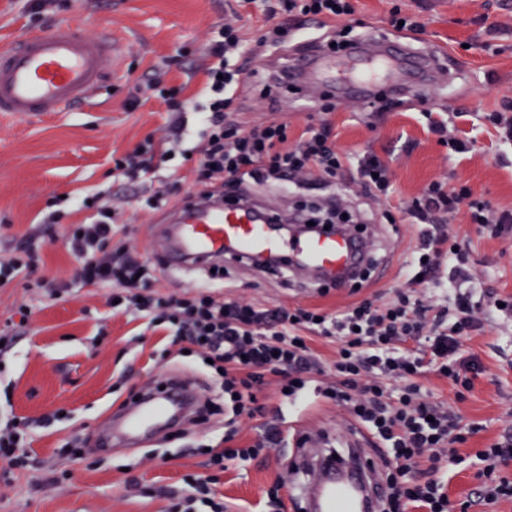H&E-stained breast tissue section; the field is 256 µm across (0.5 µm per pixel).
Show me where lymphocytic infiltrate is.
Here are the masks:
<instances>
[{
	"label": "lymphocytic infiltrate",
	"instance_id": "f902f5d3",
	"mask_svg": "<svg viewBox=\"0 0 512 512\" xmlns=\"http://www.w3.org/2000/svg\"><path fill=\"white\" fill-rule=\"evenodd\" d=\"M270 26L259 45L273 49L292 41L304 20L353 21L354 0H261ZM288 15L291 27L276 24ZM258 45V46H259ZM256 48V47H255ZM240 28L225 24L211 28L205 44L206 78L199 96H186L185 85L149 83L155 99L170 112L169 129L175 141L191 136L192 192L212 198L243 197L245 183H284L304 186L311 176L334 184L352 171L365 195L388 197L391 173L387 162L373 152L352 154L331 139V125H307L289 139L288 124L267 120L247 127L227 114L236 92L246 81V63L255 53ZM197 116L194 131L186 129V113ZM167 150L154 137L114 161L116 171L142 183L153 181ZM87 217L64 224L69 251L79 267L74 280H38L34 286L49 296L69 293L73 285L102 288L107 302L147 319L149 326L170 332L173 344L191 357L207 361L211 386L220 387L223 403L207 398L198 415L207 421L224 416L222 445L210 447L209 464L217 470L250 460L282 440L279 427L268 422V410L257 398L270 378H277L289 403L300 401L315 377L326 376L324 397L346 406L355 420L387 449L382 512H476L477 508L512 500V479L497 472L499 461L512 458V435L493 442L475 456L461 455L459 445L479 431L462 428L460 416L433 401L421 379L431 371L457 389L471 390L483 371L465 340L484 326L487 308L503 307L512 314V295L477 290L468 272L469 253L447 229L448 214L464 212L469 223L491 236L512 233V210H496L471 199L468 189L429 184L408 211L419 225L409 252L407 281L392 298L362 295L352 288V301L336 313L321 308L265 309L241 297H226L213 287L215 274L180 293L158 289L155 268L137 247L116 244L127 236L117 223L110 201L101 195L80 200ZM38 233L23 237L13 256L0 259V280L13 285L39 266L42 245ZM336 341V359L324 368L311 343ZM263 419L261 441L238 445L243 421ZM31 420L14 418L0 426V459L23 468L32 456L27 442ZM472 463L480 487L462 503L447 492L452 468Z\"/></svg>",
	"mask_w": 512,
	"mask_h": 512
}]
</instances>
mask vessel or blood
Here are the masks:
<instances>
[{"label":"vessel or blood","mask_w":512,"mask_h":512,"mask_svg":"<svg viewBox=\"0 0 512 512\" xmlns=\"http://www.w3.org/2000/svg\"><path fill=\"white\" fill-rule=\"evenodd\" d=\"M121 57L115 42L89 36L72 23L15 36L0 48V112L40 118L89 102ZM288 72L343 101L369 98L387 87L406 98L426 85L423 59L404 44L387 52L357 44L341 62L327 50L308 47L290 59ZM152 244L157 257L174 266L187 263L201 271L222 257L251 266L267 254L287 259L295 269L319 271L342 288L359 282L357 269L367 250L345 228L284 237L265 207L250 198L186 200L171 211ZM202 400L198 385L168 378L164 389L144 393L114 414L101 449L135 447L165 427L184 424ZM371 496L368 485L340 464L313 487L309 501L312 512H368Z\"/></svg>","instance_id":"vessel-or-blood-1"}]
</instances>
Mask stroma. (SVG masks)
I'll list each match as a JSON object with an SVG mask.
<instances>
[{"label":"stroma","instance_id":"35a3bbf8","mask_svg":"<svg viewBox=\"0 0 512 512\" xmlns=\"http://www.w3.org/2000/svg\"><path fill=\"white\" fill-rule=\"evenodd\" d=\"M237 5V0H70L69 6L33 17L22 0H0V45L23 32L72 21L88 34L111 36L123 49L120 68L96 101L49 118L0 114V253L41 225L52 197H59L60 208L69 210V222L77 223L83 215L74 211V201L97 192L123 199L120 221L138 249L150 253L149 228L160 223L163 213L139 206L138 186L115 172L113 159L158 131L165 107L154 99L132 106L131 93L152 80L185 82L197 91L201 79L195 71L203 63L205 33L231 21ZM357 5L358 19L376 38L398 40L420 51L441 50L446 72L425 89L418 104L401 103L383 111L353 100L326 113L321 101L284 92L264 98L249 85L238 96L235 118L244 126L269 118L285 120L295 134L327 116L339 147L370 150L390 161L393 187L386 207L394 223L380 222L381 207L356 187L345 191L347 210L360 214L373 239L372 287L388 293L403 282L400 264L417 232L405 205L429 183L444 178L469 187L473 198L512 210V144L501 141L482 120L502 96L512 97V0H358ZM395 7L415 15L422 32L397 33L389 23ZM431 117L446 119L473 138L472 151L455 154L438 144L427 128ZM247 192L283 217L330 194L326 188L292 193L270 183L248 185ZM448 222L475 267L484 272L486 287L512 294V236L489 238L460 214ZM43 258L37 277H73L77 262L65 248L62 225L48 230ZM222 267L232 295L269 308L319 305L333 312L350 300L335 289L321 294L317 283L304 292V280L293 273L284 277L229 259ZM23 302L31 306L33 322L0 357V410L34 420L31 455L37 464L0 475V512H168L169 491L184 489L185 475L204 470L203 456L190 452L191 442H219L221 425L193 428L187 438L156 437L107 456L88 453L82 463L69 464L68 475L54 484L38 482V472L59 462L73 433L100 436L131 390L166 371L201 377V363L164 358L166 336L147 329L135 314L107 307L97 288H80L59 299L20 284L0 288V332ZM465 346L486 368L465 400L456 401L454 388L435 375H426L422 383L435 401L456 402L464 421L481 425V432L460 448L461 454L472 456L512 430V321L492 316L484 335L472 337ZM259 399L268 409H283L288 445L272 449L262 460L235 462L221 474L216 490L227 512H265L266 492L278 477L291 483L305 478L304 472L289 469L300 433L321 434L320 454L333 455L336 437L350 419L344 407L315 392L290 409L272 387ZM60 407L66 408L68 419L37 426V419Z\"/></svg>","mask_w":512,"mask_h":512}]
</instances>
